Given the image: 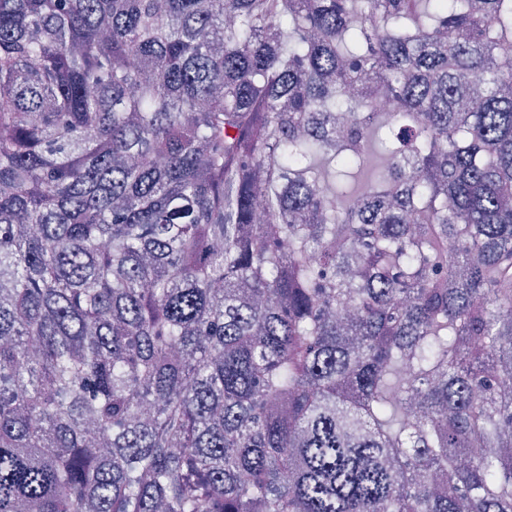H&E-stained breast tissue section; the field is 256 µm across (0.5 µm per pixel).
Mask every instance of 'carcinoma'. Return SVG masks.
<instances>
[{
  "label": "carcinoma",
  "mask_w": 512,
  "mask_h": 512,
  "mask_svg": "<svg viewBox=\"0 0 512 512\" xmlns=\"http://www.w3.org/2000/svg\"><path fill=\"white\" fill-rule=\"evenodd\" d=\"M509 57L512 0H0V512H512Z\"/></svg>",
  "instance_id": "cac0c4a2"
}]
</instances>
